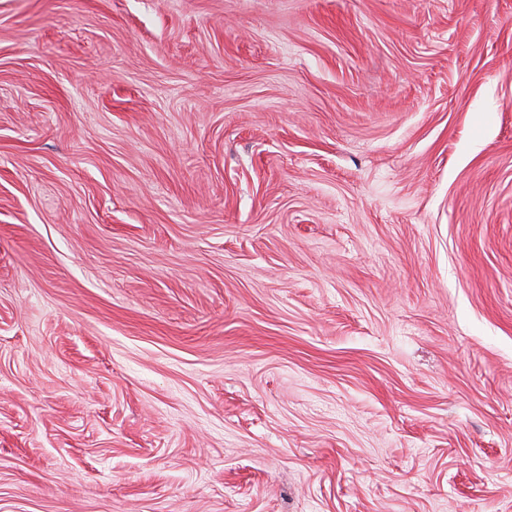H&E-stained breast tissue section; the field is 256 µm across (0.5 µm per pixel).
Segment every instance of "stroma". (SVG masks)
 Segmentation results:
<instances>
[{
  "label": "stroma",
  "mask_w": 512,
  "mask_h": 512,
  "mask_svg": "<svg viewBox=\"0 0 512 512\" xmlns=\"http://www.w3.org/2000/svg\"><path fill=\"white\" fill-rule=\"evenodd\" d=\"M0 512H512V0H0Z\"/></svg>",
  "instance_id": "35a3bbf8"
}]
</instances>
